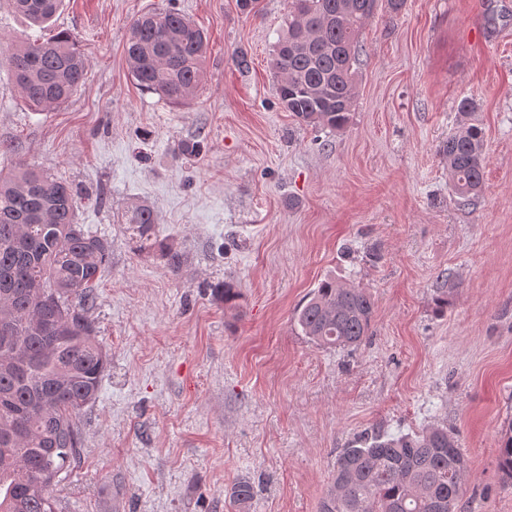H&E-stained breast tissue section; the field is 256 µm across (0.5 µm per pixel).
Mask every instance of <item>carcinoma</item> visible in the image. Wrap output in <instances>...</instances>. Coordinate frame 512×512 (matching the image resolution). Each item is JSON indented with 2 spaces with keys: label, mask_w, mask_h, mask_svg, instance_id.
Returning a JSON list of instances; mask_svg holds the SVG:
<instances>
[{
  "label": "carcinoma",
  "mask_w": 512,
  "mask_h": 512,
  "mask_svg": "<svg viewBox=\"0 0 512 512\" xmlns=\"http://www.w3.org/2000/svg\"><path fill=\"white\" fill-rule=\"evenodd\" d=\"M35 24L47 23L63 0H6ZM384 4L404 0H289L286 31L271 61L284 111L307 126L342 130L357 102L360 34ZM21 97L51 111L82 85L86 63L75 37L59 31L42 42L0 49ZM205 36L174 10L137 18L125 54L140 89L180 106L202 81ZM454 193L467 200L483 188L487 156L482 128L463 123L440 146ZM78 195L67 183L20 164L0 173V512H55L52 487L80 456L78 416L98 397L106 354L87 313L110 259V245L77 219ZM122 223L139 248L160 253L168 268L179 252L158 238L157 214L135 204ZM215 291L224 308L240 307L227 280ZM375 312L372 294L332 278L321 281L296 311L304 336L326 348L359 345ZM512 479V435L500 448ZM467 463L453 432L432 426L414 435L378 432L342 449L319 512H457ZM254 486L233 485L230 498L248 503Z\"/></svg>",
  "instance_id": "obj_1"
}]
</instances>
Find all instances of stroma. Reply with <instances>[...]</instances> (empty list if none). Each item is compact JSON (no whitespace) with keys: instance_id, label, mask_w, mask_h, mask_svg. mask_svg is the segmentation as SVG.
<instances>
[{"instance_id":"stroma-1","label":"stroma","mask_w":512,"mask_h":512,"mask_svg":"<svg viewBox=\"0 0 512 512\" xmlns=\"http://www.w3.org/2000/svg\"><path fill=\"white\" fill-rule=\"evenodd\" d=\"M174 8L206 38L186 104L141 90L125 55L141 14ZM288 0H65L51 28L0 8V44L73 33L87 63L38 111L0 64V170L23 161L77 188L111 259L89 310L107 354L80 417L57 512H318L341 448L363 433L454 432L458 512H512V0H405L359 38L343 131L298 125L270 67ZM244 51L248 67L235 62ZM471 98L488 159L459 204L439 147ZM202 145L184 157L181 142ZM152 206L178 273L135 251L121 215ZM365 287L371 334L327 349L294 321L325 278ZM237 283L238 311L216 283ZM452 298L434 311L439 289ZM247 479L253 500L229 491Z\"/></svg>"}]
</instances>
